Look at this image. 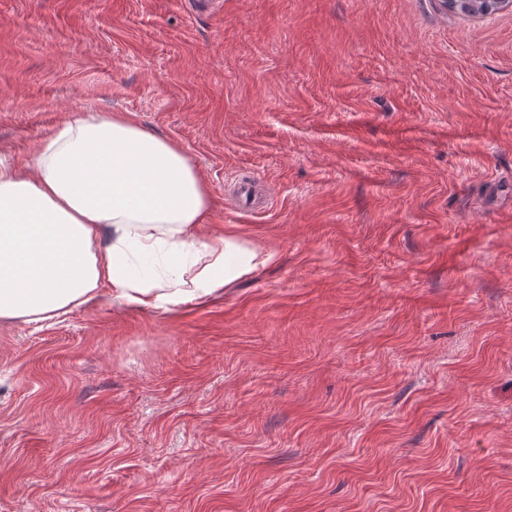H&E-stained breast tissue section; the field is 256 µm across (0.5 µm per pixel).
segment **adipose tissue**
Here are the masks:
<instances>
[{
    "label": "adipose tissue",
    "mask_w": 512,
    "mask_h": 512,
    "mask_svg": "<svg viewBox=\"0 0 512 512\" xmlns=\"http://www.w3.org/2000/svg\"><path fill=\"white\" fill-rule=\"evenodd\" d=\"M0 161V320L103 305L200 302L272 258L233 234L199 239L210 193L182 149L128 115H76Z\"/></svg>",
    "instance_id": "ef3b65f1"
}]
</instances>
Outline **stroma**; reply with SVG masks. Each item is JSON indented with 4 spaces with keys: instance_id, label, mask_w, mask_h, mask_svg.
I'll return each mask as SVG.
<instances>
[{
    "instance_id": "stroma-1",
    "label": "stroma",
    "mask_w": 512,
    "mask_h": 512,
    "mask_svg": "<svg viewBox=\"0 0 512 512\" xmlns=\"http://www.w3.org/2000/svg\"><path fill=\"white\" fill-rule=\"evenodd\" d=\"M77 109L176 142L201 236L274 259L0 321V512H512V12L0 0V156Z\"/></svg>"
}]
</instances>
